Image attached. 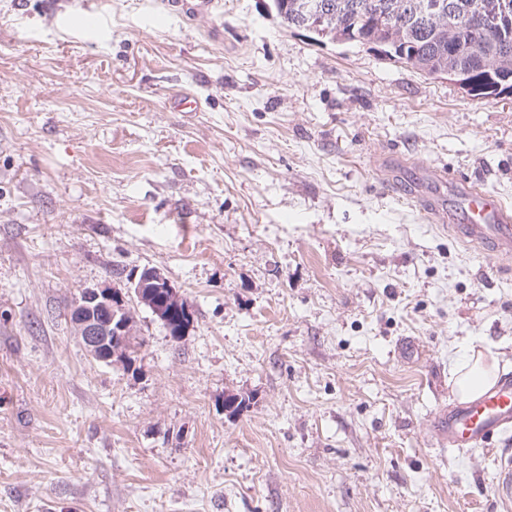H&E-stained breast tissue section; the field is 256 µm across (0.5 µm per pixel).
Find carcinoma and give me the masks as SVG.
<instances>
[{"label": "carcinoma", "instance_id": "1", "mask_svg": "<svg viewBox=\"0 0 512 512\" xmlns=\"http://www.w3.org/2000/svg\"><path fill=\"white\" fill-rule=\"evenodd\" d=\"M277 14L288 26L299 27V6L303 0H272ZM322 5L328 13L330 31L316 32L321 38H329L344 44H374L397 61L429 75L448 67V28L437 14L427 20L390 26L384 19L387 12H395L400 0H309ZM461 41L456 51L455 65L459 67L472 86V99L480 100L495 95L491 90L497 75L483 66L475 56L473 48L478 47L487 54L496 55L497 44L484 31L467 29L458 36ZM186 300L168 305L169 319L164 323L172 339L178 341L184 336L191 318L184 312Z\"/></svg>", "mask_w": 512, "mask_h": 512}]
</instances>
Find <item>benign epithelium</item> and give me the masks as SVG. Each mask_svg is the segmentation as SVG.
Segmentation results:
<instances>
[{
    "label": "benign epithelium",
    "mask_w": 512,
    "mask_h": 512,
    "mask_svg": "<svg viewBox=\"0 0 512 512\" xmlns=\"http://www.w3.org/2000/svg\"><path fill=\"white\" fill-rule=\"evenodd\" d=\"M477 25L489 34L502 37L507 44L512 40L503 36V29L512 26V0H482L466 17L448 15V29L456 32ZM155 281V272L149 271L136 285L139 300L149 305L160 321L167 319L168 299L147 288ZM115 292L108 287L86 288L75 301L70 313L76 335L84 349L92 356L104 355L102 362L112 364L115 353L108 347V341H124L131 323L117 319Z\"/></svg>",
    "instance_id": "1"
}]
</instances>
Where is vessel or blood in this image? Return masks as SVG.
<instances>
[{"mask_svg":"<svg viewBox=\"0 0 512 512\" xmlns=\"http://www.w3.org/2000/svg\"><path fill=\"white\" fill-rule=\"evenodd\" d=\"M170 10L199 18L216 7V0H167ZM415 180L430 179L448 188L447 198H429L426 212L449 225L461 238L499 256H512V206L479 185L449 176L446 170H412ZM512 432V379L505 378L476 396L449 404L435 417L439 446L460 452L486 447Z\"/></svg>","mask_w":512,"mask_h":512,"instance_id":"vessel-or-blood-1","label":"vessel or blood"}]
</instances>
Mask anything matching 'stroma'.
<instances>
[{"label":"stroma","mask_w":512,"mask_h":512,"mask_svg":"<svg viewBox=\"0 0 512 512\" xmlns=\"http://www.w3.org/2000/svg\"><path fill=\"white\" fill-rule=\"evenodd\" d=\"M0 0V512H511L500 453L438 448L461 342L512 377V257L432 223L398 167L512 205V97L475 101L271 0ZM188 91L197 112L170 109ZM132 368L69 310L144 269ZM418 351L402 358L398 342ZM235 394L247 407L224 412ZM169 9L182 17H204L216 7L215 0H168ZM149 270L154 269H144L139 274L137 281L143 274L148 271L146 275L141 279V281H138L135 292L141 302H145L149 305L156 318L161 322H164L167 319L165 307L169 303L166 295H161L157 291L151 290V288L144 290L147 284L153 283L156 280L155 274L160 275L161 273L158 271ZM185 304L189 306L185 299H181V302L175 301V304L169 303L167 307L169 312V319L166 321V323L163 324V326L168 331L171 338L174 339V341H179L182 336H184L188 326L191 323V317H187L184 312ZM187 305L186 309L189 311L190 306L188 307Z\"/></svg>","instance_id":"1"}]
</instances>
